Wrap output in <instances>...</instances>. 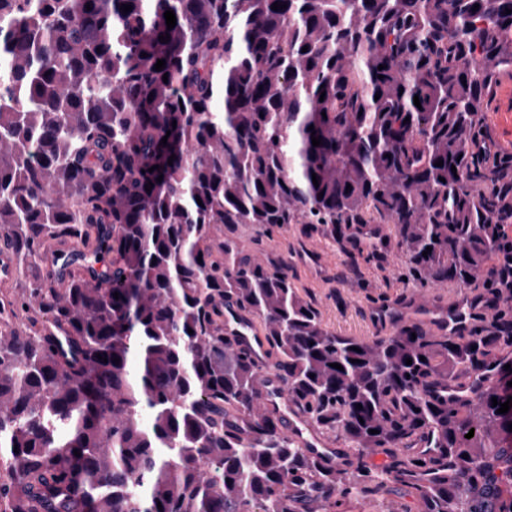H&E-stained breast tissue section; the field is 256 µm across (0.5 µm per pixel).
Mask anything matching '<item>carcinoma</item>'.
<instances>
[{"instance_id": "obj_1", "label": "carcinoma", "mask_w": 512, "mask_h": 512, "mask_svg": "<svg viewBox=\"0 0 512 512\" xmlns=\"http://www.w3.org/2000/svg\"><path fill=\"white\" fill-rule=\"evenodd\" d=\"M508 9L0 0V252L15 270L0 320H27L0 329V512H341L369 496L512 512V409L492 405L512 396L507 361L477 383L512 348L493 266L512 158L472 148L512 71ZM372 221L418 281L482 287L491 320L466 336H337L286 266L213 240L218 226ZM226 304L257 319L288 403L345 441L339 465L267 410ZM461 377L471 401L433 395ZM429 434L436 453H406Z\"/></svg>"}]
</instances>
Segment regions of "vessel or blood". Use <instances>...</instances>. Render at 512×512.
<instances>
[{
    "label": "vessel or blood",
    "mask_w": 512,
    "mask_h": 512,
    "mask_svg": "<svg viewBox=\"0 0 512 512\" xmlns=\"http://www.w3.org/2000/svg\"><path fill=\"white\" fill-rule=\"evenodd\" d=\"M490 309V304L479 295L461 292L450 302L442 304L415 300L409 306L389 312L382 311L381 307L376 305L371 307L370 316L375 319L385 314L396 324L414 320L428 328L458 336L467 334L474 325L484 321ZM224 331L228 335L238 337L258 362H265V337L258 331L254 320L235 306L228 305L224 308ZM266 378L273 403L285 417L286 432L300 438L314 453L332 459L337 458L338 450L334 444L317 440L305 418L289 406L275 371L267 370Z\"/></svg>",
    "instance_id": "obj_1"
}]
</instances>
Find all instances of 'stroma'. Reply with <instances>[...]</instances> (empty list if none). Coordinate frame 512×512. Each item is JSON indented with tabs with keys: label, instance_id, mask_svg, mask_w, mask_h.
<instances>
[{
	"label": "stroma",
	"instance_id": "obj_1",
	"mask_svg": "<svg viewBox=\"0 0 512 512\" xmlns=\"http://www.w3.org/2000/svg\"><path fill=\"white\" fill-rule=\"evenodd\" d=\"M485 136L492 151L512 156V73L497 80L485 114ZM245 256L270 266L287 264L301 295L311 300L324 327L339 336L369 340L386 336L390 326L372 321L368 308L376 303L400 305L409 298L450 297V289L410 278L399 252L361 242L358 252L331 237L320 224H289L269 234L249 227L237 233Z\"/></svg>",
	"mask_w": 512,
	"mask_h": 512
}]
</instances>
